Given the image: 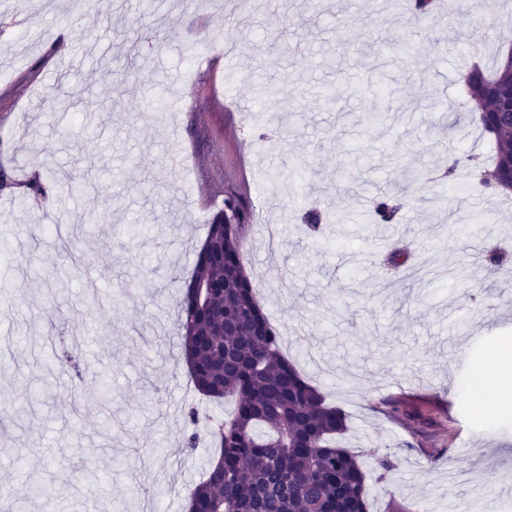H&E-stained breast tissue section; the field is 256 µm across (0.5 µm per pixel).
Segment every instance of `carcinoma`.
<instances>
[{"mask_svg": "<svg viewBox=\"0 0 512 512\" xmlns=\"http://www.w3.org/2000/svg\"><path fill=\"white\" fill-rule=\"evenodd\" d=\"M464 83L482 104L478 125L495 142L492 168L481 184L492 195L509 188L501 177L512 155V123L497 116L498 96L512 89L501 64L471 65ZM479 158L455 159L443 178L452 181L463 168L477 169ZM401 202L381 195L373 200L375 224H395ZM251 214L228 193L208 227L194 272L179 302L181 348L195 389L234 408L210 426L214 465L191 492V512H367L366 473L357 456L336 444L346 416L326 403L282 354V336L262 312L246 275L240 238ZM224 282L223 293L200 306L192 285ZM47 492L27 483L15 497L18 507Z\"/></svg>", "mask_w": 512, "mask_h": 512, "instance_id": "cac0c4a2", "label": "carcinoma"}]
</instances>
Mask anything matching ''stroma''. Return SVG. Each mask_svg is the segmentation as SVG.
I'll return each mask as SVG.
<instances>
[{
  "mask_svg": "<svg viewBox=\"0 0 512 512\" xmlns=\"http://www.w3.org/2000/svg\"><path fill=\"white\" fill-rule=\"evenodd\" d=\"M509 47L512 0L452 18L378 0L374 20L351 0L232 20L224 0H0V512L24 472L51 495L28 512H141L144 481L158 512H184L212 460L184 448L186 413L233 404L194 389L175 283L231 191L251 212L245 272L284 355L346 413L369 512H512V408L478 414L470 391L512 345V264L482 260L512 253V195L471 170L437 179L493 155L460 76ZM37 177L49 193L27 198ZM384 191L402 192L400 220L370 224ZM312 206L330 217L317 237L299 221Z\"/></svg>",
  "mask_w": 512,
  "mask_h": 512,
  "instance_id": "stroma-1",
  "label": "stroma"
}]
</instances>
